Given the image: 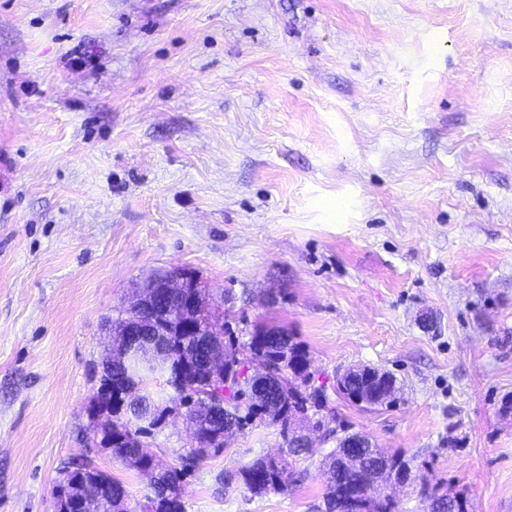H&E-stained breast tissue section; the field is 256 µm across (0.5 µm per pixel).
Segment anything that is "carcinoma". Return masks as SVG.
<instances>
[{
    "instance_id": "cac0c4a2",
    "label": "carcinoma",
    "mask_w": 512,
    "mask_h": 512,
    "mask_svg": "<svg viewBox=\"0 0 512 512\" xmlns=\"http://www.w3.org/2000/svg\"><path fill=\"white\" fill-rule=\"evenodd\" d=\"M196 294V322L203 324L207 331L216 328L222 332L214 340L222 346L220 356L224 364V392L220 423L210 418L211 409L202 399L194 401L196 418L200 427L206 428V432L200 446L193 448L192 459H203L224 448L226 423L232 422L240 430L256 420L273 425L277 427L285 445L280 458H260L238 472L224 476L221 484L236 482L252 495L260 497L272 492H284L294 481L292 463L288 457L306 452L299 432L326 409L324 390L313 384L310 359L288 330L276 327L282 337L275 341L264 335L266 328L259 327L250 332L246 343L240 345L224 322V315L210 306L208 291L198 289ZM182 321V309L175 302L159 316L158 328L166 332V335L158 337L163 348L154 355L145 349L140 353L123 356L120 349H113L105 361V364L112 365V369L102 370L97 389V394L104 400L112 401V426L115 427V433L119 436L127 434V447L114 446L109 449L111 455L139 473L147 468H157L154 482L150 484L153 496L149 498L145 512H184L181 488L183 470L163 466L151 451L136 446L137 435L146 427H157L168 408L160 407L148 393L123 404L115 401V393L121 391V380L144 389L157 378L165 380V384L173 389L174 402L202 392L196 376L199 358L203 354L201 337L182 332ZM366 374V369L348 372L345 382L339 387V394L347 401L357 395L367 405L393 403L395 397L387 394V390L396 387L395 382H390L387 389L377 391L366 379ZM328 419L336 423V427L330 429L329 433L336 435V447L342 451L349 442V438L345 437L347 427L337 415L330 413ZM356 437L370 443L374 452L388 457V468L396 479L405 480L410 477V462L404 457L386 455L367 435L358 433ZM82 473L96 478L93 483L94 494L85 500L83 512H130L129 491L124 483L93 466L86 465L69 471L73 478ZM324 475L326 492L322 512H346L347 500L352 493L366 495L368 485L387 478L384 473L365 470L354 456L348 454L342 460L336 453L329 458ZM424 493L429 512H448V495L441 493L440 484L425 486Z\"/></svg>"
}]
</instances>
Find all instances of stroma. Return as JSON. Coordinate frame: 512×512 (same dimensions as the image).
Listing matches in <instances>:
<instances>
[{
  "label": "stroma",
  "instance_id": "35a3bbf8",
  "mask_svg": "<svg viewBox=\"0 0 512 512\" xmlns=\"http://www.w3.org/2000/svg\"><path fill=\"white\" fill-rule=\"evenodd\" d=\"M176 267L240 339L288 329L409 460L400 512L425 479L512 512V0H0V512H51L85 465L147 504L87 408L113 320ZM353 367L396 406L344 401ZM189 434L174 412L146 439L185 512H320L335 439L258 497L220 479L275 427L194 463Z\"/></svg>",
  "mask_w": 512,
  "mask_h": 512
}]
</instances>
